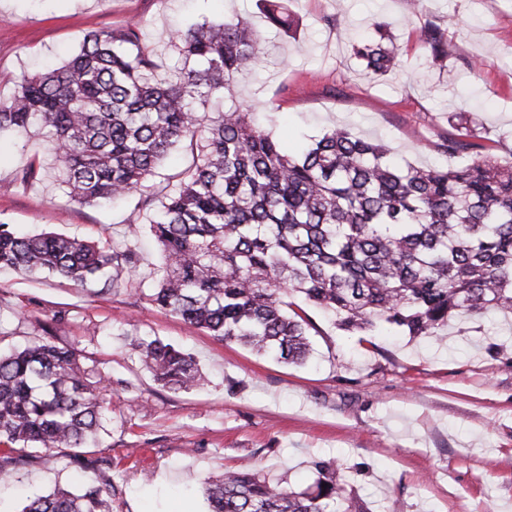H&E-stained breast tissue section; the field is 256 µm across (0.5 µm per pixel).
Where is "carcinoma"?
Returning a JSON list of instances; mask_svg holds the SVG:
<instances>
[{"label":"carcinoma","instance_id":"1","mask_svg":"<svg viewBox=\"0 0 512 512\" xmlns=\"http://www.w3.org/2000/svg\"><path fill=\"white\" fill-rule=\"evenodd\" d=\"M269 22L293 25L279 0H265ZM377 39L353 46L366 70L400 65ZM420 39L428 61L447 66L448 29L428 22ZM183 68L165 77L141 42V24L87 34L59 67L22 74L0 102V132L35 130L52 149L70 202L102 206L139 196L163 262L149 300L222 342L302 363L311 321L289 298L329 313L350 333L389 324L408 336H436L454 316L512 312V155H477L460 168H406L389 150L336 128L299 156L285 152L252 113L229 107L209 119L195 103L232 95L238 75L261 59L262 35L238 18L204 19L175 32ZM441 144L453 156L476 150L459 123ZM189 143L197 162L160 196L150 181L161 161ZM128 243L55 233L23 235L0 224V269L48 271L76 284L108 267L137 276ZM135 349L170 391L198 386L190 353L159 339ZM112 411L102 378L76 352L45 337L0 352V474L29 449L85 448ZM319 477L296 492L246 468L207 483L210 512H366L348 490L344 464L317 461ZM107 491L57 489L22 512H112Z\"/></svg>","mask_w":512,"mask_h":512}]
</instances>
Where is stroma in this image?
<instances>
[{"label":"stroma","mask_w":512,"mask_h":512,"mask_svg":"<svg viewBox=\"0 0 512 512\" xmlns=\"http://www.w3.org/2000/svg\"><path fill=\"white\" fill-rule=\"evenodd\" d=\"M298 27L286 36L262 0H0V101L26 72L64 62L84 36L141 22L165 72L183 61L169 36L207 18H241L267 54L239 76L237 104L269 118L287 152L333 127L386 144L399 165L463 167L474 152L445 154L466 116L488 154L512 153V0H282ZM390 24L405 69L367 75L353 43ZM451 23L456 51L430 67L426 22ZM42 180L21 184L30 162ZM38 138L0 134V221L32 233L105 242L147 216L129 197L107 208L68 202ZM143 285L115 278L86 286L43 272L0 270V349L52 334L105 377L112 415L86 448L88 471L56 448L20 460L0 479V512L88 483L111 485L112 512H206L205 480L249 466L294 491L314 461L341 460L368 512H512V314L449 321L444 340L384 327L355 335L306 306L315 326L311 363L287 365L191 328L149 301L159 254L139 246ZM158 337L183 346L202 373L190 392L163 389L133 350Z\"/></svg>","instance_id":"obj_1"}]
</instances>
